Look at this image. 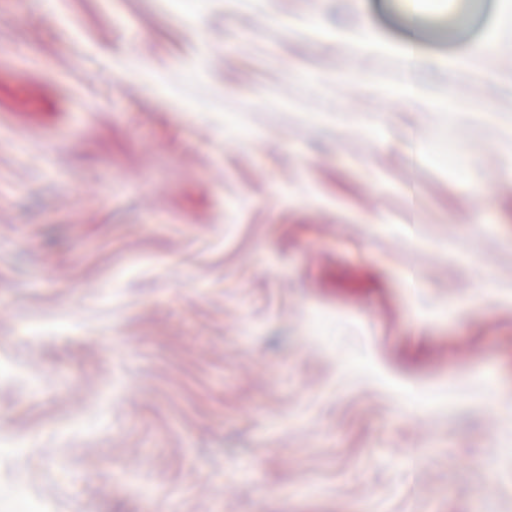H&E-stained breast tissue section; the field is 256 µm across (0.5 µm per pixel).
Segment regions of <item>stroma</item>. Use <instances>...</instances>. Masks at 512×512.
<instances>
[{
    "mask_svg": "<svg viewBox=\"0 0 512 512\" xmlns=\"http://www.w3.org/2000/svg\"><path fill=\"white\" fill-rule=\"evenodd\" d=\"M510 412L503 0H0V505L512 512Z\"/></svg>",
    "mask_w": 512,
    "mask_h": 512,
    "instance_id": "1",
    "label": "stroma"
}]
</instances>
